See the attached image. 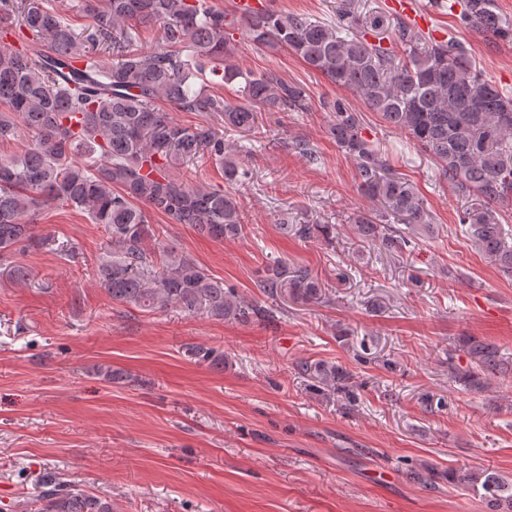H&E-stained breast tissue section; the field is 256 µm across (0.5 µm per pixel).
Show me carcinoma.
<instances>
[{
  "label": "carcinoma",
  "instance_id": "1",
  "mask_svg": "<svg viewBox=\"0 0 512 512\" xmlns=\"http://www.w3.org/2000/svg\"><path fill=\"white\" fill-rule=\"evenodd\" d=\"M462 27L512 41V20L495 0H458ZM338 24L307 14L264 9L242 18L253 42L286 50L304 65L360 98L389 128L407 135L439 165L456 189L489 206L512 204V93L477 70L453 38L416 34L408 22L355 11L340 0ZM92 26L66 24L46 0H0V144L23 126L27 148L0 155V266L18 284L27 268L12 261L35 236L33 214L49 200L79 209L103 226L106 256L98 284L112 301L143 310L178 308L218 320L248 323L273 310L240 298L185 256L164 251L157 260L149 213L170 224H188L216 241L243 235L239 202L172 172L174 160L209 157L224 166V179L239 180V166L224 146V132H251L263 112H306L309 88L272 71L243 72L232 62L237 18L209 0H85ZM157 28L159 44L133 48L143 28ZM388 44H383V41ZM209 76L206 87L195 79ZM235 87L240 102L215 88ZM329 127L336 145L356 162L358 187L380 210L349 217L361 241L389 254L411 253L415 231L426 228L416 187L390 172L380 145L365 136L362 114L335 100ZM210 113L223 127L180 124L170 108ZM477 248L512 277V229L489 212L465 213ZM334 224H282L302 240L316 239ZM258 287L271 298L283 289L307 301L320 298L319 282L305 270L288 274L267 266ZM469 366L448 360L453 382L482 392L502 374L499 348L476 337L460 342ZM302 371L326 396L355 401L350 376L334 363L303 364ZM448 482L481 493L490 512H512V478L494 471L448 472ZM33 503L34 512H112V502L50 475Z\"/></svg>",
  "mask_w": 512,
  "mask_h": 512
}]
</instances>
